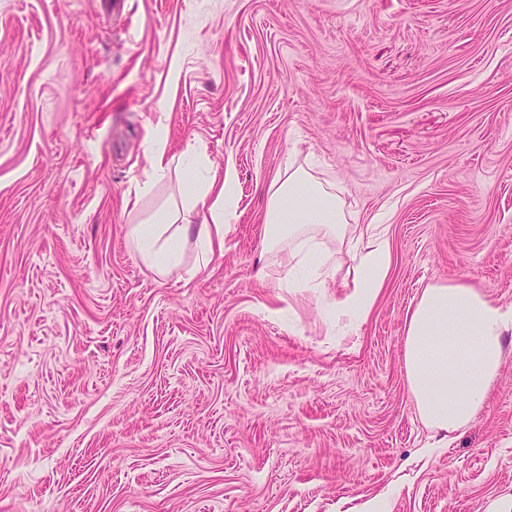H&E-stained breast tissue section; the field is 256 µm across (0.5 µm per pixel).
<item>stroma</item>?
Instances as JSON below:
<instances>
[{
  "label": "stroma",
  "instance_id": "1",
  "mask_svg": "<svg viewBox=\"0 0 512 512\" xmlns=\"http://www.w3.org/2000/svg\"><path fill=\"white\" fill-rule=\"evenodd\" d=\"M236 177L224 249L157 275L130 225L181 209L146 144ZM315 162L386 227L289 288L265 185ZM512 305V0H0V512H488L512 497V334L486 408L440 439L403 363L424 288Z\"/></svg>",
  "mask_w": 512,
  "mask_h": 512
}]
</instances>
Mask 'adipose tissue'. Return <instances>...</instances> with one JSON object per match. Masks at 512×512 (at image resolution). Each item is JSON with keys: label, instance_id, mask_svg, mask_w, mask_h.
<instances>
[{"label": "adipose tissue", "instance_id": "ef3b65f1", "mask_svg": "<svg viewBox=\"0 0 512 512\" xmlns=\"http://www.w3.org/2000/svg\"><path fill=\"white\" fill-rule=\"evenodd\" d=\"M180 214L135 224L130 242L139 258L164 274L182 262V241L195 236L203 261L224 248V226L234 216L232 172L185 156ZM265 246L290 243L292 280L318 276L328 262L311 248L308 227L320 225L338 241H354L352 277L330 314L358 326L371 311L391 267L389 241L377 225L351 223L340 198L311 171L297 167L266 189ZM512 332V306L486 298L470 283L425 288L406 318L404 369L420 420L437 433L466 428L487 406L503 364V338Z\"/></svg>", "mask_w": 512, "mask_h": 512}]
</instances>
